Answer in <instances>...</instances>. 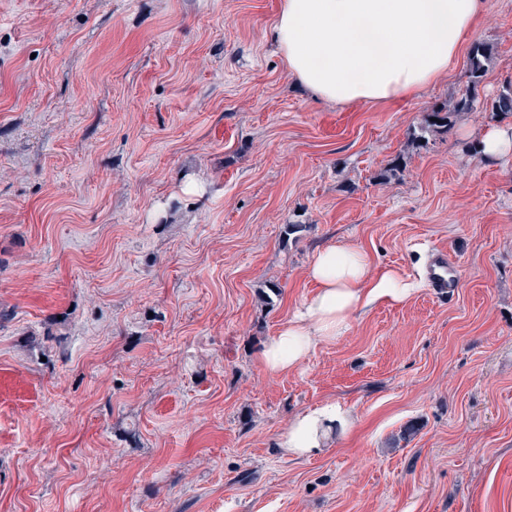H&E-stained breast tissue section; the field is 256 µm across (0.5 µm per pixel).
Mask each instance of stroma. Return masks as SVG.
Here are the masks:
<instances>
[{"label":"stroma","mask_w":512,"mask_h":512,"mask_svg":"<svg viewBox=\"0 0 512 512\" xmlns=\"http://www.w3.org/2000/svg\"><path fill=\"white\" fill-rule=\"evenodd\" d=\"M486 2L474 108L420 147L467 53L336 106L276 52L281 0H0V512H512V154L473 153L512 126V0ZM334 244L422 286L267 372ZM331 401L353 426L288 455ZM427 275L430 288L438 297H453L458 288L456 261L446 253L438 251L432 255ZM353 423L351 409L336 401L327 402L297 416L288 427L282 446L294 457H313L323 450L333 431L345 432Z\"/></svg>","instance_id":"1"}]
</instances>
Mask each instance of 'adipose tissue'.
I'll return each mask as SVG.
<instances>
[{"label": "adipose tissue", "instance_id": "1", "mask_svg": "<svg viewBox=\"0 0 512 512\" xmlns=\"http://www.w3.org/2000/svg\"><path fill=\"white\" fill-rule=\"evenodd\" d=\"M485 10V0H281L272 38L289 74L315 99L394 102L447 77ZM307 273L313 294L259 353L269 372L295 369L356 315L383 300L405 301L418 288L391 269H372L368 254L353 247L316 251ZM353 423L351 409L327 402L297 416L282 445L294 457H312Z\"/></svg>", "mask_w": 512, "mask_h": 512}]
</instances>
